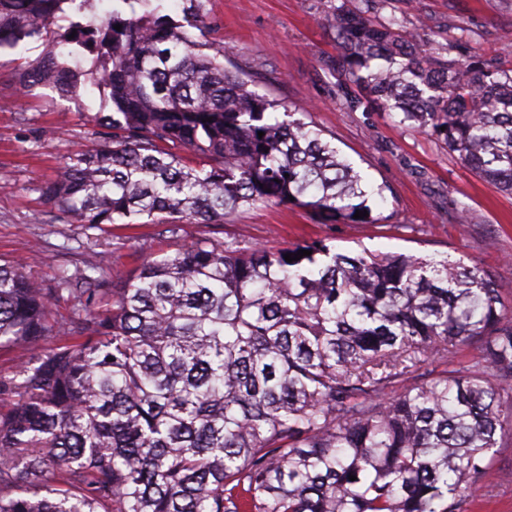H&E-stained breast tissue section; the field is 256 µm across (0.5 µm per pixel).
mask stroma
I'll use <instances>...</instances> for the list:
<instances>
[{"mask_svg": "<svg viewBox=\"0 0 512 512\" xmlns=\"http://www.w3.org/2000/svg\"><path fill=\"white\" fill-rule=\"evenodd\" d=\"M203 16L170 13L191 34L223 46L229 61L255 80V89L283 102L296 118L314 123L375 184L384 202L367 223L322 221L305 207L259 203L223 223L115 224L84 230L56 220L43 189L77 149L97 147L92 120L110 112L94 81L98 62L81 55L78 95L42 86L19 92V73L46 47L29 39L0 52V263L18 261L45 285L60 265H90L108 254L111 279L130 274L145 258L210 238L241 248L277 251L324 240L343 251L369 249L474 260L491 271L512 304V195L460 165L435 137L398 125L336 71L333 11L342 0H202ZM379 22L398 21L428 38L452 31L461 40L453 57L478 52L493 66L512 63V0H372ZM468 214L469 226L458 224ZM495 457L490 486L466 496L464 512H512V406Z\"/></svg>", "mask_w": 512, "mask_h": 512, "instance_id": "stroma-1", "label": "stroma"}]
</instances>
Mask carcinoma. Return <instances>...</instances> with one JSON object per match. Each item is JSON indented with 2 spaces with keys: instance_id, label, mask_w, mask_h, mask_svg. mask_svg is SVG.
<instances>
[{
  "instance_id": "1",
  "label": "carcinoma",
  "mask_w": 512,
  "mask_h": 512,
  "mask_svg": "<svg viewBox=\"0 0 512 512\" xmlns=\"http://www.w3.org/2000/svg\"><path fill=\"white\" fill-rule=\"evenodd\" d=\"M123 2L128 14L96 23L90 0H0V50L65 11L76 31L23 70V94L77 92L66 58L80 48L110 93L112 112L93 115L103 144L44 188L64 223L173 233L258 202L352 220L385 200L165 0ZM369 2L335 9L341 80L512 194V66L446 58ZM63 293L82 314L52 324ZM474 342L469 368L420 372ZM4 346L22 360L0 379V512H462L492 477L512 402V308L488 270L323 240L270 252L198 239L118 288L101 263L62 267L50 288L0 264Z\"/></svg>"
}]
</instances>
